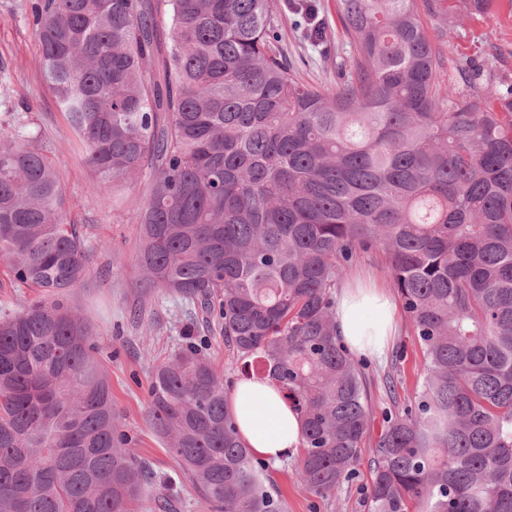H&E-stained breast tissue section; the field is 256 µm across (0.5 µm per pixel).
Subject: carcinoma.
Masks as SVG:
<instances>
[{
  "instance_id": "carcinoma-1",
  "label": "carcinoma",
  "mask_w": 512,
  "mask_h": 512,
  "mask_svg": "<svg viewBox=\"0 0 512 512\" xmlns=\"http://www.w3.org/2000/svg\"><path fill=\"white\" fill-rule=\"evenodd\" d=\"M274 0H35L41 70L95 190L145 173L139 287L214 317L246 379L302 420L296 476L328 497L363 456L368 512H512V84L447 78L417 0H336V83L276 50ZM0 130V260L35 298L0 318V512H133L150 484L112 407L64 190L19 115ZM382 255L422 351L383 426L336 333L346 266ZM148 422L202 512H286L240 440L224 368L153 367Z\"/></svg>"
}]
</instances>
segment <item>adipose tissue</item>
<instances>
[{
    "label": "adipose tissue",
    "mask_w": 512,
    "mask_h": 512,
    "mask_svg": "<svg viewBox=\"0 0 512 512\" xmlns=\"http://www.w3.org/2000/svg\"><path fill=\"white\" fill-rule=\"evenodd\" d=\"M336 322L341 338L360 355L383 357L397 328V306L376 284L340 289ZM228 404L241 439L251 453L267 463L296 455L301 447L298 414L268 382L241 380L230 391Z\"/></svg>",
    "instance_id": "obj_1"
}]
</instances>
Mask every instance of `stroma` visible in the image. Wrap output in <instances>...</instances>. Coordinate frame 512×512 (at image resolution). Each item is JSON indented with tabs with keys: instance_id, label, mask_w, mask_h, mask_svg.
Segmentation results:
<instances>
[{
	"instance_id": "1",
	"label": "stroma",
	"mask_w": 512,
	"mask_h": 512,
	"mask_svg": "<svg viewBox=\"0 0 512 512\" xmlns=\"http://www.w3.org/2000/svg\"><path fill=\"white\" fill-rule=\"evenodd\" d=\"M32 0H0V115L27 113L43 133V146L64 178L65 221L86 236L89 276L67 296L70 306L95 312V338L112 382V403L129 438L131 453L145 460L158 478H174L176 512H200L194 489L178 477V465L147 420L153 366L191 340L206 339L207 354L224 368V387L241 377L240 365L222 336L208 333L204 318L188 319L186 306L162 292L142 295L133 279L138 245L135 200L145 186L135 183L113 192L92 189L94 172L74 146V134L59 111L40 68V47L32 31ZM325 26L323 39L290 0H275L278 47L308 83H332L349 69L353 48L343 36L336 0H314ZM419 14L431 43L441 53L450 79L461 82V67L471 63L498 81L512 83V0H496L490 18L463 12L460 0H418ZM421 354L407 321H400L388 355L363 363L374 414H381L390 394L412 397ZM400 365L402 380L388 391L384 375ZM288 512H367L364 491L370 480L361 462L352 480L329 497H317L296 481L293 461L269 468Z\"/></svg>"
}]
</instances>
